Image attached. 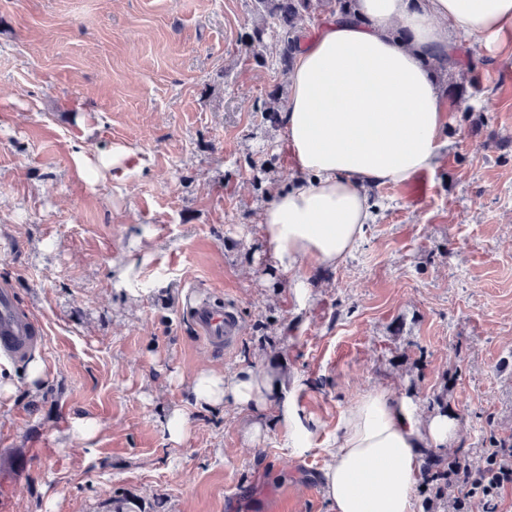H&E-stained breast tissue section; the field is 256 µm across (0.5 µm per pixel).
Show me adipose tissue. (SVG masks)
Wrapping results in <instances>:
<instances>
[{
	"mask_svg": "<svg viewBox=\"0 0 512 512\" xmlns=\"http://www.w3.org/2000/svg\"><path fill=\"white\" fill-rule=\"evenodd\" d=\"M472 38L495 54L511 48L512 0H356L352 15L320 27L296 57L280 114L295 175L269 193L260 216L275 268L337 266L372 220L370 187L439 165L447 116L425 60L435 49L457 58ZM266 385L251 368L230 378L204 371L192 394L202 407H253ZM414 412L384 389L347 410L321 470L332 512H413L425 450L456 432L447 416L419 422Z\"/></svg>",
	"mask_w": 512,
	"mask_h": 512,
	"instance_id": "1",
	"label": "adipose tissue"
}]
</instances>
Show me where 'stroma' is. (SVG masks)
Wrapping results in <instances>:
<instances>
[{
  "mask_svg": "<svg viewBox=\"0 0 512 512\" xmlns=\"http://www.w3.org/2000/svg\"><path fill=\"white\" fill-rule=\"evenodd\" d=\"M254 19L253 0H0V287L48 366L30 396L0 355L19 390L0 398V512H330L319 471L375 388L455 420L441 461L512 442V55L451 99L427 193L372 188L373 223L298 300L257 225L293 170L259 111L288 78L241 43ZM192 294L235 306L231 349L200 342ZM248 367L266 408L194 406L201 370ZM278 418L297 444L304 446L307 443L312 432L295 405L288 402L286 397L278 404ZM162 429L168 440L178 443L183 440L189 431L187 414L181 409H174L162 423Z\"/></svg>",
  "mask_w": 512,
  "mask_h": 512,
  "instance_id": "35a3bbf8",
  "label": "stroma"
}]
</instances>
